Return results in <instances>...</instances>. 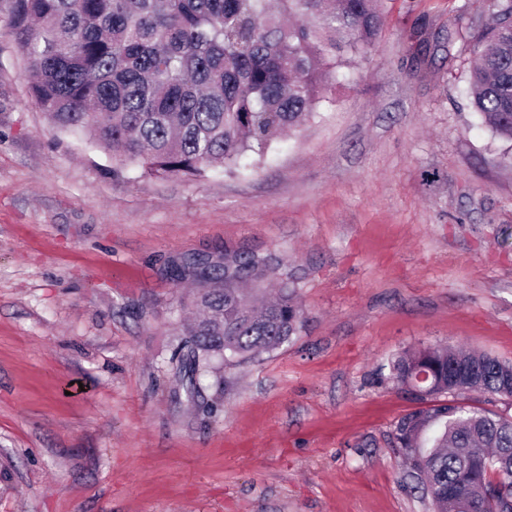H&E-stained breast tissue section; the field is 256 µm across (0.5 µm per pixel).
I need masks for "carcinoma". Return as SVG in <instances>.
<instances>
[{
  "label": "carcinoma",
  "instance_id": "cac0c4a2",
  "mask_svg": "<svg viewBox=\"0 0 512 512\" xmlns=\"http://www.w3.org/2000/svg\"><path fill=\"white\" fill-rule=\"evenodd\" d=\"M380 0H0L37 104L57 128L155 179L204 178L261 164L273 140L313 118L322 78L359 58L381 29ZM473 106L512 143V0L473 34ZM254 254L224 263L172 259L167 275L202 288L179 373L192 399L219 356L252 360L297 334L296 289ZM391 376L434 405L395 425L403 463L433 512H503L512 499V418L437 398L478 391L512 398V364L447 347L406 352Z\"/></svg>",
  "mask_w": 512,
  "mask_h": 512
}]
</instances>
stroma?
<instances>
[{"label": "stroma", "instance_id": "obj_1", "mask_svg": "<svg viewBox=\"0 0 512 512\" xmlns=\"http://www.w3.org/2000/svg\"><path fill=\"white\" fill-rule=\"evenodd\" d=\"M493 0H382L319 115L236 177L112 172L31 97L0 21V512H431L394 426L391 359L512 363V167L475 112ZM273 258L297 336L176 375L174 255Z\"/></svg>", "mask_w": 512, "mask_h": 512}]
</instances>
